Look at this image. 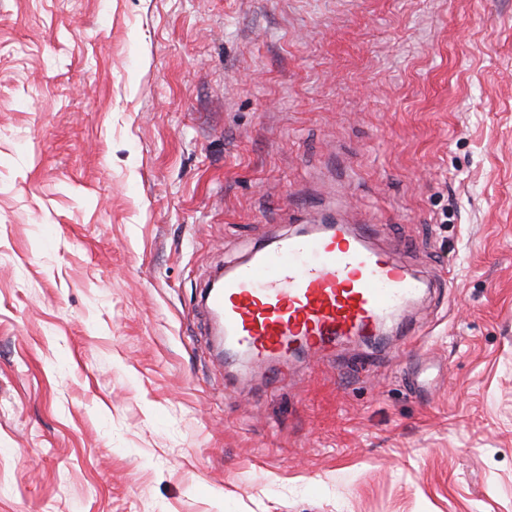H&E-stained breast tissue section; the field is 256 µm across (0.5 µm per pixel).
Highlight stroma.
<instances>
[{"mask_svg":"<svg viewBox=\"0 0 512 512\" xmlns=\"http://www.w3.org/2000/svg\"><path fill=\"white\" fill-rule=\"evenodd\" d=\"M310 206L430 288L218 358ZM0 512H512V0H0Z\"/></svg>","mask_w":512,"mask_h":512,"instance_id":"1","label":"stroma"}]
</instances>
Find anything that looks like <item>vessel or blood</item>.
Wrapping results in <instances>:
<instances>
[{
	"instance_id": "1",
	"label": "vessel or blood",
	"mask_w": 512,
	"mask_h": 512,
	"mask_svg": "<svg viewBox=\"0 0 512 512\" xmlns=\"http://www.w3.org/2000/svg\"><path fill=\"white\" fill-rule=\"evenodd\" d=\"M372 226L285 235L256 248L207 289L230 351L266 367L307 350L324 355L384 321L426 288L393 256L370 247Z\"/></svg>"
}]
</instances>
